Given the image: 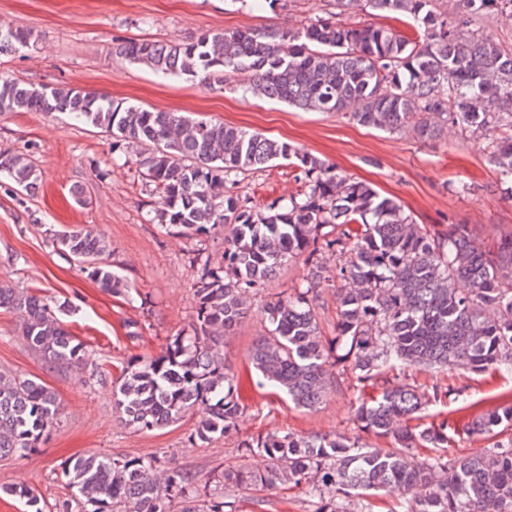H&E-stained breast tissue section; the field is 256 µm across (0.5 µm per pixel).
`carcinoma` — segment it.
Returning a JSON list of instances; mask_svg holds the SVG:
<instances>
[{
  "mask_svg": "<svg viewBox=\"0 0 512 512\" xmlns=\"http://www.w3.org/2000/svg\"><path fill=\"white\" fill-rule=\"evenodd\" d=\"M335 18L298 30H210L182 43L118 40L113 54L171 77L224 82L248 76L245 91L304 111L341 112L350 120L420 142L448 126L481 141L512 198V50L470 26L512 19V0H335ZM357 11L410 17L418 36L344 16ZM36 42L30 29L0 26V54ZM0 112L60 113L99 128L115 142L143 148L137 181L158 196L150 222L199 237L224 228L223 260L193 250L195 320L153 357L131 359L112 386L126 424L162 428L198 414L194 439L208 443L236 431L245 409L224 368V344L247 317L253 295L289 259L337 256L336 336H322L315 314L317 276L265 304L273 329L252 346L255 371L298 409L317 407L338 385L336 365L356 390L354 419L396 448L378 452L345 437L294 432L247 436L238 447L265 466L241 465L212 478L209 491L155 458L91 454L68 459L62 473L78 492L79 512H238L236 492L298 487L310 512H372L376 492L397 494L390 512H512V406H497L463 425L432 405L455 391L429 392L389 373L406 367L474 373L512 371V234L487 248L465 224L443 230L416 224L401 204L371 185L293 145L238 127L148 110L77 87H31L0 77ZM285 160L299 192L255 210L238 192L245 176ZM30 194L39 180L30 152H0V177ZM53 240L102 290L132 303L140 293L106 261L107 241L83 229ZM0 308L21 314V336L58 371L81 370L88 351L43 298L0 285ZM60 402L44 382L0 371V457L24 458L58 424ZM418 421L411 427L402 421ZM491 435L473 457L444 452L420 459L416 448H450ZM3 492L42 512L29 486Z\"/></svg>",
  "mask_w": 512,
  "mask_h": 512,
  "instance_id": "cac0c4a2",
  "label": "carcinoma"
}]
</instances>
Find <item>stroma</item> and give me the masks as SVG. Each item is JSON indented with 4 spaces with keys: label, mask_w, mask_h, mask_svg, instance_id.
Returning a JSON list of instances; mask_svg holds the SVG:
<instances>
[{
    "label": "stroma",
    "mask_w": 512,
    "mask_h": 512,
    "mask_svg": "<svg viewBox=\"0 0 512 512\" xmlns=\"http://www.w3.org/2000/svg\"><path fill=\"white\" fill-rule=\"evenodd\" d=\"M333 0H287L274 9L254 0H0V25L27 28L32 47L0 55V76L35 86L68 85L107 93L147 109L178 112L240 127L295 145L348 178L371 184L396 199L417 223L439 229L465 224L478 240L491 242L512 233V199L482 147L452 128L440 140L421 143L404 134L362 126L337 112H305L245 93L236 77L224 86L199 80L165 78L146 67L112 56V41L153 39L185 42L215 29H299L333 15ZM30 148L39 173L35 196L16 192L0 178V284L40 295L63 306L61 321L84 343L90 360L85 372L52 371L19 334L21 318L0 309V369L42 380L58 395L62 422L39 451L23 459L0 458V512H26L23 502L5 492L12 485L33 488L45 512H62L74 490L61 466L88 454L154 457L187 471L198 482L260 458L245 459L238 443L246 436L292 431L303 436H343L388 450L390 440L364 433L354 419L351 378L313 410L294 408L258 386L248 356L269 323L267 300L306 278L309 266L286 263L252 304L224 349L238 382L245 413L235 435L209 443L189 436L198 420L188 413L169 426L139 431L125 425L112 396V382L133 357L160 354L168 336L189 328L195 315V271L189 263L193 241L161 231L150 221L157 196L135 182L134 166L112 162V138L90 125H72L42 112L0 113V150ZM465 183L468 194L454 186ZM82 188L87 205L75 204L72 188ZM295 171L277 165L255 171L241 192L256 209L296 192ZM84 228L105 236L108 261L141 294L126 304L99 288L81 267L53 246L46 225ZM323 288L316 307L323 335L336 333V258H320ZM98 370L100 382L88 380ZM420 390L442 385L458 402L431 406L430 414H458L469 420L489 405L512 401V374L490 377L457 367L405 369ZM240 512H308L302 490L248 491L238 495Z\"/></svg>",
    "instance_id": "stroma-1"
}]
</instances>
